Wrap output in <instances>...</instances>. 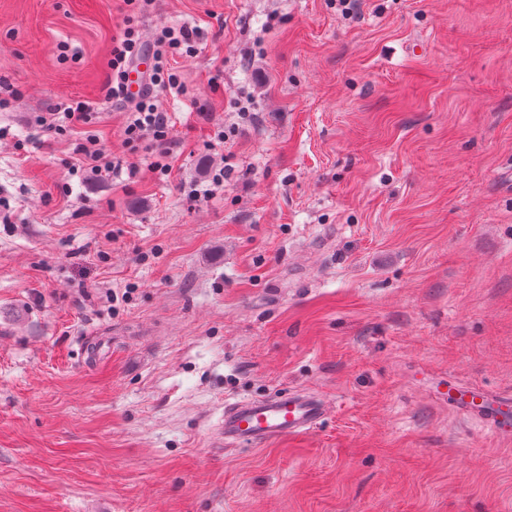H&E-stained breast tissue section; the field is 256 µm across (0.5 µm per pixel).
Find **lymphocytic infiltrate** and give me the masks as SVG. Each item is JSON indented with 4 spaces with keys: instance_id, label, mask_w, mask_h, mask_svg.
Wrapping results in <instances>:
<instances>
[{
    "instance_id": "obj_1",
    "label": "lymphocytic infiltrate",
    "mask_w": 512,
    "mask_h": 512,
    "mask_svg": "<svg viewBox=\"0 0 512 512\" xmlns=\"http://www.w3.org/2000/svg\"><path fill=\"white\" fill-rule=\"evenodd\" d=\"M128 15L117 38L112 42L110 73L106 82V98L113 102H130L123 138L131 148L146 147L152 159L149 169L153 174L170 176L172 166L169 157L172 153L173 138L171 125L165 112H162L154 96L155 91L181 90L177 74L170 66L176 56L194 54L196 34L194 30L180 27H163L153 35L154 67L148 76V91L139 99L129 100L125 90V77L130 65L142 54L144 44L138 26L139 14L145 12L152 0H124ZM95 109L90 102L73 101L42 113L36 123L46 131L61 135L75 125H83L87 133L82 142L76 143L73 152L77 166L83 171L102 177L122 170L123 159L112 156L93 131Z\"/></svg>"
}]
</instances>
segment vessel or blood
I'll use <instances>...</instances> for the list:
<instances>
[{
	"label": "vessel or blood",
	"instance_id": "1",
	"mask_svg": "<svg viewBox=\"0 0 512 512\" xmlns=\"http://www.w3.org/2000/svg\"><path fill=\"white\" fill-rule=\"evenodd\" d=\"M151 62L150 55L144 54L131 65L128 80L131 95L142 92ZM448 404L459 412L498 426L500 435H507V428L498 425L507 398L480 387L452 382L448 385ZM325 415V401L307 393L244 399L225 406L219 437L225 443L250 445L297 437L313 429Z\"/></svg>",
	"mask_w": 512,
	"mask_h": 512
}]
</instances>
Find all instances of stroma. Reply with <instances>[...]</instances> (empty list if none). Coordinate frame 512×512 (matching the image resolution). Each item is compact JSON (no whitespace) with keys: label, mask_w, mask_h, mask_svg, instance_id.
I'll return each mask as SVG.
<instances>
[{"label":"stroma","mask_w":512,"mask_h":512,"mask_svg":"<svg viewBox=\"0 0 512 512\" xmlns=\"http://www.w3.org/2000/svg\"><path fill=\"white\" fill-rule=\"evenodd\" d=\"M123 9L0 0V512H512L443 396L512 395V0H155L144 42L201 33L167 178L105 99ZM73 99L134 169L72 174ZM296 390L308 434L217 444ZM95 108L88 101H71L56 107L53 112H45L36 116V123L45 131L62 135L76 124L91 128L93 125Z\"/></svg>","instance_id":"1"}]
</instances>
